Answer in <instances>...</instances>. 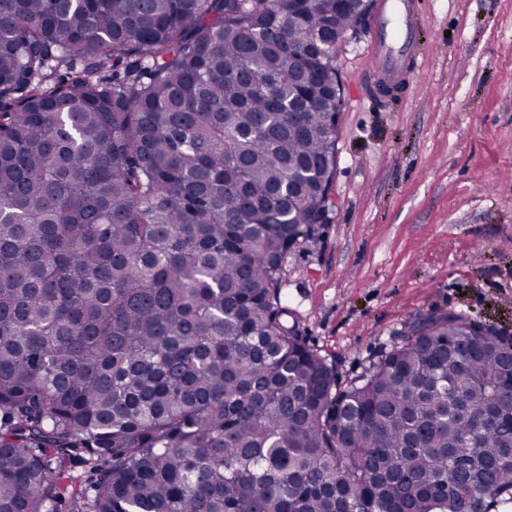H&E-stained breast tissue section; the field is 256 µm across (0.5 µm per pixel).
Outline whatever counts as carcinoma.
<instances>
[{
    "label": "carcinoma",
    "mask_w": 512,
    "mask_h": 512,
    "mask_svg": "<svg viewBox=\"0 0 512 512\" xmlns=\"http://www.w3.org/2000/svg\"><path fill=\"white\" fill-rule=\"evenodd\" d=\"M362 0H0V512H501L512 339L350 385L287 324ZM74 74L67 80L61 70Z\"/></svg>",
    "instance_id": "carcinoma-1"
}]
</instances>
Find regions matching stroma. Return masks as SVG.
<instances>
[{
  "mask_svg": "<svg viewBox=\"0 0 512 512\" xmlns=\"http://www.w3.org/2000/svg\"><path fill=\"white\" fill-rule=\"evenodd\" d=\"M412 41L389 96L373 30L338 48L326 220L284 271L289 325L344 384L430 312L512 337V0H413Z\"/></svg>",
  "mask_w": 512,
  "mask_h": 512,
  "instance_id": "stroma-1",
  "label": "stroma"
}]
</instances>
